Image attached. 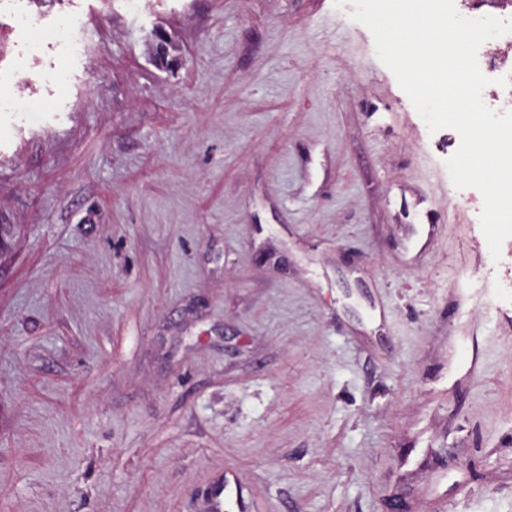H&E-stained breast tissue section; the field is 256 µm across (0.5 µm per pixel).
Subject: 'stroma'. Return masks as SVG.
Returning a JSON list of instances; mask_svg holds the SVG:
<instances>
[{"label": "stroma", "instance_id": "1", "mask_svg": "<svg viewBox=\"0 0 512 512\" xmlns=\"http://www.w3.org/2000/svg\"><path fill=\"white\" fill-rule=\"evenodd\" d=\"M0 60V512H512L492 260L353 0H25ZM10 16L14 21L12 27L28 52H38L44 45L52 46V42H63L72 53L80 55V41L73 36L76 29L73 19L64 18L55 29L45 30L41 27L38 19L27 11L13 12Z\"/></svg>", "mask_w": 512, "mask_h": 512}]
</instances>
